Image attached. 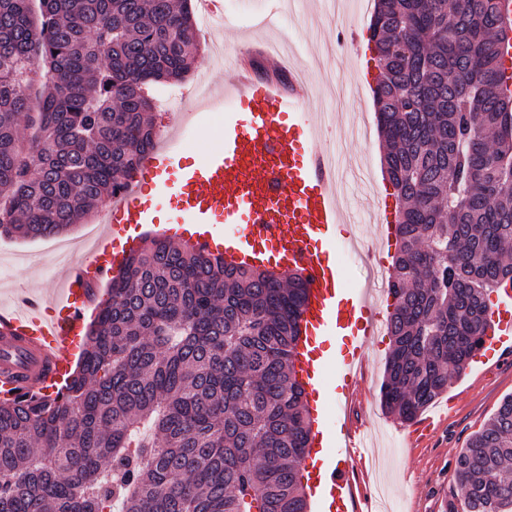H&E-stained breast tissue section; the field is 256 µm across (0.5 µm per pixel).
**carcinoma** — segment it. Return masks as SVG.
Wrapping results in <instances>:
<instances>
[{"instance_id":"1","label":"carcinoma","mask_w":512,"mask_h":512,"mask_svg":"<svg viewBox=\"0 0 512 512\" xmlns=\"http://www.w3.org/2000/svg\"><path fill=\"white\" fill-rule=\"evenodd\" d=\"M370 39L397 202L381 404L410 423L512 285L508 31L497 0H376ZM198 47L188 0H0V237L57 236L126 189L155 145L148 88ZM282 278L144 239L54 394L13 398L0 370V512H307L306 292ZM456 465L462 512H512V396Z\"/></svg>"}]
</instances>
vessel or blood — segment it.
Wrapping results in <instances>:
<instances>
[{
  "label": "vessel or blood",
  "instance_id": "b4317fda",
  "mask_svg": "<svg viewBox=\"0 0 512 512\" xmlns=\"http://www.w3.org/2000/svg\"><path fill=\"white\" fill-rule=\"evenodd\" d=\"M306 82L239 76L226 84L224 144L200 163L186 165L176 143L149 155L144 172L154 192L128 191L113 204V215L88 248L91 264L73 269L48 298L53 315L24 302L0 315L22 333V340L0 336V367L23 373L27 387L53 393L70 371V353L81 341L89 304L86 282L108 274L113 240L156 223L163 204H171L182 242L211 250L224 242V258L238 266L272 263L300 270L307 289L302 336L295 369L313 420L306 487L321 512H376L363 506L354 477L363 456L357 425L337 427L322 409L324 337L376 332L377 313L370 291L346 293L342 270L329 258L348 222L336 193L335 169L313 148L316 127L302 110ZM493 327L483 346L488 353L512 347V286L500 289L489 310Z\"/></svg>",
  "mask_w": 512,
  "mask_h": 512
}]
</instances>
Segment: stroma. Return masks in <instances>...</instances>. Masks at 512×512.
Masks as SVG:
<instances>
[{"label": "stroma", "mask_w": 512, "mask_h": 512, "mask_svg": "<svg viewBox=\"0 0 512 512\" xmlns=\"http://www.w3.org/2000/svg\"><path fill=\"white\" fill-rule=\"evenodd\" d=\"M268 0H241L238 9L217 14L210 29L199 30L200 48L183 82L153 88L151 119L158 136L180 131L184 163H194L221 145L224 105L218 101L197 106L193 96L198 84H221L233 80L241 64L255 60L261 74L281 76L280 62L296 56L308 63L312 74L335 71L337 77L354 79L352 94L344 104L336 102V88L321 84L305 101L303 110L318 123L316 151L335 152L353 158L364 167L369 182H349L347 193L356 197L372 187H387L382 168L384 139L378 129L372 104V87L379 77L377 57L372 53L369 23L372 0H348L347 28H338L329 0H302L296 11L279 12L274 25L255 28L256 12L268 11ZM232 50L222 66L212 63L214 45ZM200 112L199 124L185 126L184 115ZM41 240L16 238L0 247V308L11 309L17 294L35 288H50L66 275L69 264L42 267L34 256ZM390 352L388 336L373 337L361 350L365 364L357 376L358 399L349 406L338 404L343 389L337 366L326 374L331 411L341 421L361 422L377 459L371 482L388 487L383 512H457L459 485L456 460L461 448L512 395V358L492 355L472 361L453 375L448 390L425 411L433 424L427 434L412 435V426L384 411L380 387Z\"/></svg>", "instance_id": "35a3bbf8"}]
</instances>
